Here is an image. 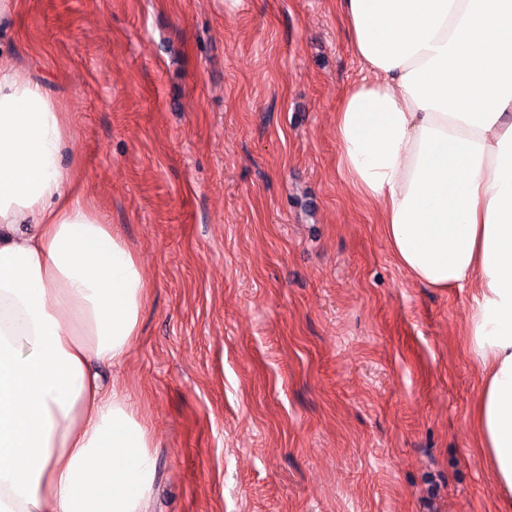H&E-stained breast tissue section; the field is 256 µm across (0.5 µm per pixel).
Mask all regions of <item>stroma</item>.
<instances>
[{
	"mask_svg": "<svg viewBox=\"0 0 512 512\" xmlns=\"http://www.w3.org/2000/svg\"><path fill=\"white\" fill-rule=\"evenodd\" d=\"M0 46L142 265L107 373L154 433L153 512H499L473 291L413 281L337 168L362 70L335 0H20Z\"/></svg>",
	"mask_w": 512,
	"mask_h": 512,
	"instance_id": "35a3bbf8",
	"label": "stroma"
}]
</instances>
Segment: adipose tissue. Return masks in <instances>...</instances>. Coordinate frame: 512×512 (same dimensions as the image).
Wrapping results in <instances>:
<instances>
[{
	"label": "adipose tissue",
	"mask_w": 512,
	"mask_h": 512,
	"mask_svg": "<svg viewBox=\"0 0 512 512\" xmlns=\"http://www.w3.org/2000/svg\"><path fill=\"white\" fill-rule=\"evenodd\" d=\"M363 77L336 107L338 169L399 264L477 283L475 408L512 494V0H336ZM65 112L0 50V512H149L153 435L98 369L131 350L139 261L71 192Z\"/></svg>",
	"instance_id": "ef3b65f1"
}]
</instances>
